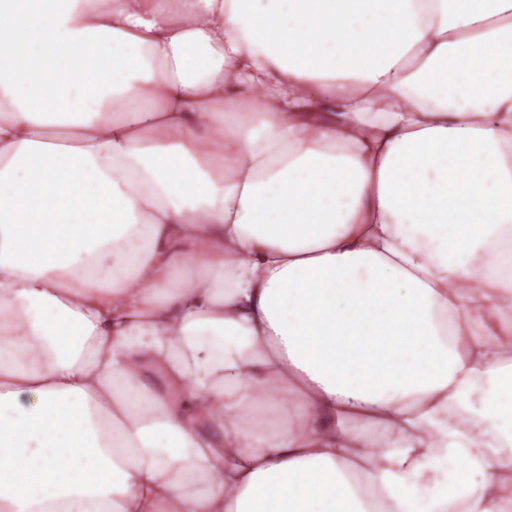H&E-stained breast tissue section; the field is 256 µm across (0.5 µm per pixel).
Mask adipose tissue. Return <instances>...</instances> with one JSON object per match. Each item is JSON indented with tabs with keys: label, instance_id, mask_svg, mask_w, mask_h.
Here are the masks:
<instances>
[{
	"label": "adipose tissue",
	"instance_id": "adipose-tissue-1",
	"mask_svg": "<svg viewBox=\"0 0 512 512\" xmlns=\"http://www.w3.org/2000/svg\"><path fill=\"white\" fill-rule=\"evenodd\" d=\"M512 512V0H0V512Z\"/></svg>",
	"mask_w": 512,
	"mask_h": 512
}]
</instances>
